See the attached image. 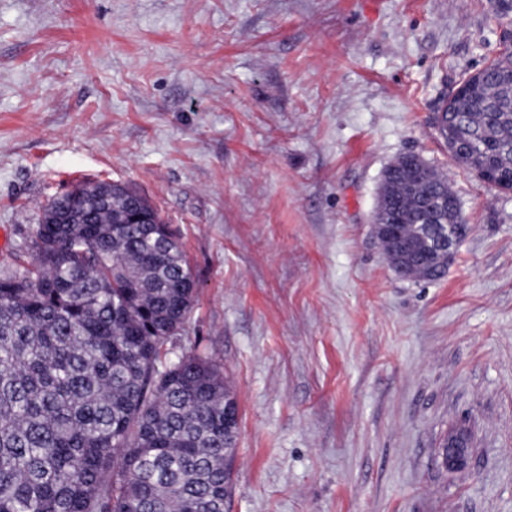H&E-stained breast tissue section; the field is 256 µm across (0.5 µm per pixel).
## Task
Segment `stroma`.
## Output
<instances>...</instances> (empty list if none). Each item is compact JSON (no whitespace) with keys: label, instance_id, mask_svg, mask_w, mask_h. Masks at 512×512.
Here are the masks:
<instances>
[{"label":"stroma","instance_id":"stroma-1","mask_svg":"<svg viewBox=\"0 0 512 512\" xmlns=\"http://www.w3.org/2000/svg\"><path fill=\"white\" fill-rule=\"evenodd\" d=\"M510 23L499 0H0V263L72 186L127 185L197 283L172 357L213 356L238 405L230 512H512V194L432 125ZM407 153L470 227L435 282L372 233Z\"/></svg>","mask_w":512,"mask_h":512}]
</instances>
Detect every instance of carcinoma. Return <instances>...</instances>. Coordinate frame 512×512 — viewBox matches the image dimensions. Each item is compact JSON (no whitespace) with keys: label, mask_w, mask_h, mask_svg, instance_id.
Returning a JSON list of instances; mask_svg holds the SVG:
<instances>
[{"label":"carcinoma","mask_w":512,"mask_h":512,"mask_svg":"<svg viewBox=\"0 0 512 512\" xmlns=\"http://www.w3.org/2000/svg\"><path fill=\"white\" fill-rule=\"evenodd\" d=\"M512 49L452 105L440 133L458 163L512 191ZM438 199V229L468 232L447 176L415 167L378 197L390 248L414 255L410 279L448 265L417 224ZM26 250L0 271V512H226L239 411L211 357L168 358L196 281L152 204L106 181L82 186L66 213L42 208Z\"/></svg>","instance_id":"1"}]
</instances>
